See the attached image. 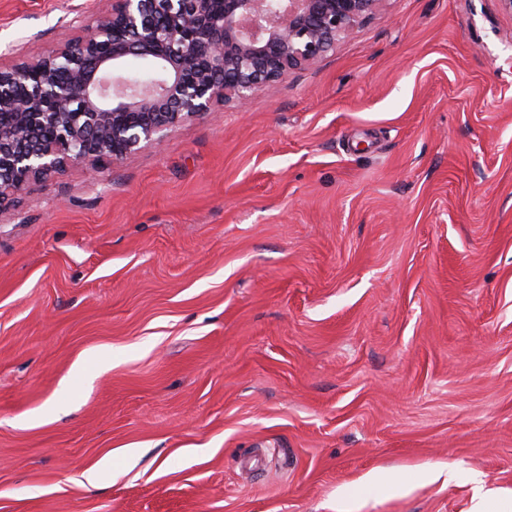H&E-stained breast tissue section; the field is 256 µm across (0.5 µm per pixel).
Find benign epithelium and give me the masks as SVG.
I'll return each mask as SVG.
<instances>
[{
  "label": "benign epithelium",
  "instance_id": "7a95c632",
  "mask_svg": "<svg viewBox=\"0 0 512 512\" xmlns=\"http://www.w3.org/2000/svg\"><path fill=\"white\" fill-rule=\"evenodd\" d=\"M383 0H112L83 39L0 65V204L68 166L117 162L216 103L313 64ZM154 77L114 71L130 58Z\"/></svg>",
  "mask_w": 512,
  "mask_h": 512
}]
</instances>
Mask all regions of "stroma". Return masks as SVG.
Masks as SVG:
<instances>
[{"label": "stroma", "instance_id": "stroma-1", "mask_svg": "<svg viewBox=\"0 0 512 512\" xmlns=\"http://www.w3.org/2000/svg\"><path fill=\"white\" fill-rule=\"evenodd\" d=\"M111 7L0 0V63ZM471 471L512 508L496 0H383L244 110L0 207V512H473Z\"/></svg>", "mask_w": 512, "mask_h": 512}]
</instances>
